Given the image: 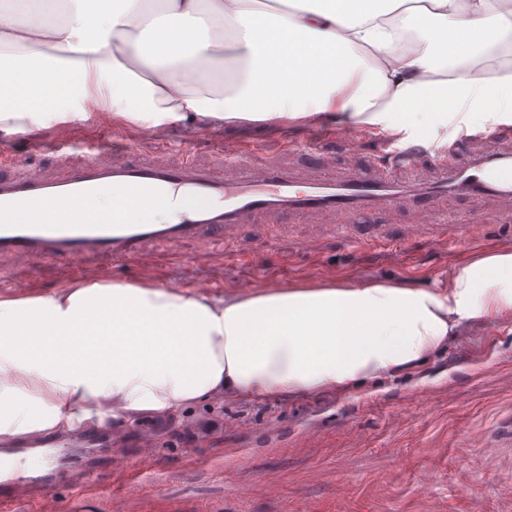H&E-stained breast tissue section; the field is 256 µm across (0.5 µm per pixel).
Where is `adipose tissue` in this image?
Segmentation results:
<instances>
[{"label": "adipose tissue", "instance_id": "obj_1", "mask_svg": "<svg viewBox=\"0 0 512 512\" xmlns=\"http://www.w3.org/2000/svg\"><path fill=\"white\" fill-rule=\"evenodd\" d=\"M48 38L53 54L34 52ZM0 137L83 116L87 98L140 129L318 117L421 129L459 108L512 116V0H63L48 26L0 12ZM427 103L416 112V103ZM512 310V252L461 266L448 289L325 284L221 297L91 284L0 299V439L122 415L171 416L224 396L348 391L405 369L464 322Z\"/></svg>", "mask_w": 512, "mask_h": 512}]
</instances>
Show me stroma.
Listing matches in <instances>:
<instances>
[{
  "label": "stroma",
  "mask_w": 512,
  "mask_h": 512,
  "mask_svg": "<svg viewBox=\"0 0 512 512\" xmlns=\"http://www.w3.org/2000/svg\"><path fill=\"white\" fill-rule=\"evenodd\" d=\"M339 133L342 144L314 168L282 149L286 140ZM144 160L164 159L174 142L195 144L196 158L211 162V142L248 145L247 164L277 162L300 175L330 176L368 169L385 160L390 135L327 121L285 127L243 125L198 131L132 128ZM481 201V238L438 252L425 241L401 251L352 248L314 215L255 218L229 232L227 245L187 241L157 250L145 261L98 256L80 269L0 258V273L26 276L33 294L79 284L118 281L220 296L253 274L264 288L325 283L394 284L445 289L456 269L486 253L512 251L511 207ZM153 266L155 279L141 273ZM406 411L404 420L394 415ZM235 430H225L226 422ZM149 425L159 443L145 468L130 465L89 473L87 491L61 487L65 512H468L480 495L487 512H512V447L489 466L478 444L512 426V314L474 320L424 360L347 393L318 391L280 396L227 397L167 417L113 418L114 440L132 443ZM208 433H201V426ZM317 429L316 446L302 433ZM283 491L273 495L272 485Z\"/></svg>",
  "instance_id": "35a3bbf8"
}]
</instances>
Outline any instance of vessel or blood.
Returning <instances> with one entry per match:
<instances>
[{
    "label": "vessel or blood",
    "instance_id": "obj_1",
    "mask_svg": "<svg viewBox=\"0 0 512 512\" xmlns=\"http://www.w3.org/2000/svg\"><path fill=\"white\" fill-rule=\"evenodd\" d=\"M72 132L64 124L50 138L30 141L31 149L54 154L52 167L0 175V257L72 267L99 255L138 260L188 239L223 240L229 228L263 214L315 215L343 234L342 218L390 206L411 207L416 216L406 227V240H425L441 251L481 230L485 218L474 201L512 200V147H500V133L487 128L459 134L448 156L457 158L463 147L473 146L467 164L430 182H402L382 172L300 179L276 164L250 171L243 163L245 147L221 144L207 165L187 146L174 159L142 162L134 159L124 129L85 142L75 141ZM423 151L417 141H403L393 148L391 165L411 168ZM442 197L468 199L472 206L450 215L433 205ZM161 210L177 211L178 217L159 223ZM42 445L96 449L87 464L91 470L108 472L126 463L106 429L52 436ZM60 483L43 452L31 453L27 474L0 479V512H15L23 503L33 512H63Z\"/></svg>",
    "mask_w": 512,
    "mask_h": 512
}]
</instances>
